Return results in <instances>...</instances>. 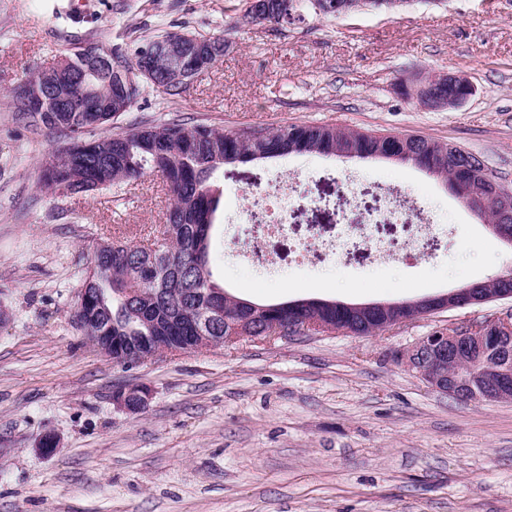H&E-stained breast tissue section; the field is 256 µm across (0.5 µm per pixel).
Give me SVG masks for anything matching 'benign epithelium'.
Listing matches in <instances>:
<instances>
[{"label": "benign epithelium", "mask_w": 512, "mask_h": 512, "mask_svg": "<svg viewBox=\"0 0 512 512\" xmlns=\"http://www.w3.org/2000/svg\"><path fill=\"white\" fill-rule=\"evenodd\" d=\"M208 41L198 37L186 41L177 32L170 38L151 47L153 65L161 70L165 80L173 84L189 85L194 76L210 65ZM98 53L86 47L72 49L58 58L56 65L40 70L34 95L43 99L41 90L61 93L56 86L55 76L70 70L82 60L88 64ZM144 71L133 72L121 69L117 72V83L112 95V111L122 112L136 102L134 89ZM445 84L455 89L448 98L437 102L439 109L453 108L468 100L474 87L462 75L439 72L430 77V82H420L408 89L409 98L423 106L433 85ZM459 199L473 203L474 210L490 203L499 204L508 196L483 165L470 167L469 177L455 180L450 188ZM512 299V292L497 289L487 295L474 285H468L447 294L427 297L414 301L391 304L364 305L365 311L377 308L395 313L397 323L402 324L432 312L486 303L495 300ZM86 342L105 357H112V339L98 336L87 322H82ZM401 363L416 373L429 385L448 396L468 402L493 403L512 399V314L497 317L476 325L456 326L452 329H436L403 350ZM150 397V390L121 388L112 397L116 408L128 412L142 410Z\"/></svg>", "instance_id": "benign-epithelium-1"}]
</instances>
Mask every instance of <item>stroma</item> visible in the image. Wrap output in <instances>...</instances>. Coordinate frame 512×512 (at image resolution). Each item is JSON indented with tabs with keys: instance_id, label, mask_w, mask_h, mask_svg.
Wrapping results in <instances>:
<instances>
[{
	"instance_id": "stroma-1",
	"label": "stroma",
	"mask_w": 512,
	"mask_h": 512,
	"mask_svg": "<svg viewBox=\"0 0 512 512\" xmlns=\"http://www.w3.org/2000/svg\"><path fill=\"white\" fill-rule=\"evenodd\" d=\"M0 0V512H512V401L462 403L397 359L442 327L512 313V300L451 309L374 336L341 333L177 352L123 366L72 320L90 247L113 225L162 223L159 178L51 195L38 183L58 146L12 112L30 73L72 42L132 56L159 30L223 36L224 58L181 94L144 86L118 127L171 119L224 128L329 124L421 135L478 155L512 190V0H408L394 13L309 12L280 31L240 22V0ZM465 76L474 95L430 110L403 81ZM291 186L288 229L242 252L251 191ZM215 243L230 293L259 304L322 298L395 303L448 293L512 267L444 184L384 159L299 154L225 168ZM401 192V223L383 217ZM444 232L415 248L424 217ZM364 224L340 255L297 244ZM146 386L137 413L114 391ZM60 446L43 454L39 438Z\"/></svg>"
}]
</instances>
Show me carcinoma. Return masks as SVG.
<instances>
[{"label":"carcinoma","instance_id":"carcinoma-1","mask_svg":"<svg viewBox=\"0 0 512 512\" xmlns=\"http://www.w3.org/2000/svg\"><path fill=\"white\" fill-rule=\"evenodd\" d=\"M334 4L336 0H243L242 17L261 11L268 15L269 24L278 25L304 7L334 17ZM170 35L165 30L139 44L131 61L108 56L91 79L63 74L61 81L71 86L82 111H72L67 100H56L47 111L32 117L33 123L65 143L53 155L55 161L42 175L40 188L54 194L66 185L76 193L96 186L120 188L146 175L160 177L165 186V220L150 227V243L114 235L92 250L81 287L94 289L103 308L98 313L100 330L125 352L139 349L133 336H197L202 331L224 338L228 345L230 337L241 332L264 339L276 324L294 325L296 334H375L384 314H352L344 302L302 299L265 306L228 295L213 272L212 233L223 194L213 175L226 166L293 154L347 159L353 152L357 159L410 164L446 181L452 174L463 176L464 166L474 154L450 156L448 144L422 136L377 135L304 123L227 130L171 121L112 131L115 117L98 111L111 73L147 63L146 50ZM90 129L101 130L100 136L86 139ZM214 309L223 315L201 326L203 315Z\"/></svg>","mask_w":512,"mask_h":512}]
</instances>
